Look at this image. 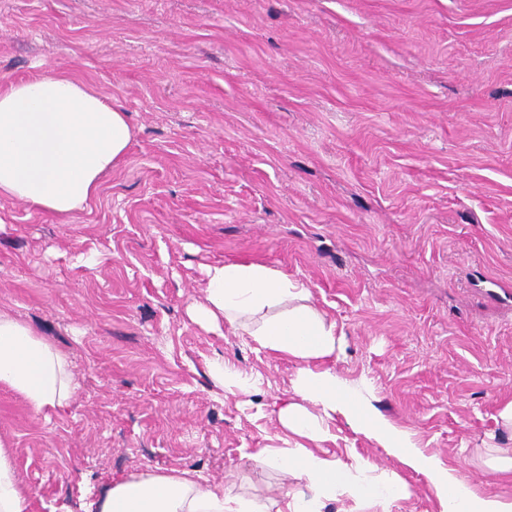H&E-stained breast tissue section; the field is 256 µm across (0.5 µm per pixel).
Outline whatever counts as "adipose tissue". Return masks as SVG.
<instances>
[{
	"label": "adipose tissue",
	"mask_w": 512,
	"mask_h": 512,
	"mask_svg": "<svg viewBox=\"0 0 512 512\" xmlns=\"http://www.w3.org/2000/svg\"><path fill=\"white\" fill-rule=\"evenodd\" d=\"M133 138L126 112L74 76L57 73L0 89V199L24 202L58 218L85 210L101 180L125 158ZM205 298L190 316L225 325L260 348L288 356L299 368L294 400L278 418L303 438L294 448H265L255 467L296 471L314 488L292 496L283 512H322V494H340L390 512L406 491L398 477L359 458L351 464L314 454L307 442L335 437L337 416L390 455L423 473L442 512H512V496L479 491L474 483L419 448L408 428L370 404L365 392L340 381L325 363L343 350L344 335L311 302L309 289L258 263L206 266ZM18 393L35 412L68 406L77 384L66 359L27 324L0 312V386ZM89 512H271L260 499L239 494L194 471L144 472L112 483Z\"/></svg>",
	"instance_id": "ef3b65f1"
}]
</instances>
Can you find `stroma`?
I'll return each instance as SVG.
<instances>
[{
  "mask_svg": "<svg viewBox=\"0 0 512 512\" xmlns=\"http://www.w3.org/2000/svg\"><path fill=\"white\" fill-rule=\"evenodd\" d=\"M75 75L134 136L66 221L0 199V310L69 361V405L0 388V445L30 512H86L114 481L194 469L276 497L256 469L292 436L298 365L187 310L203 266L304 282L346 345L329 366L485 492L512 448V0H0V85ZM223 358L258 379L231 394ZM321 454L406 482L391 512H440L427 478L337 416ZM209 372L216 383L230 392L248 393L254 387V384L243 378L239 372L228 367L224 359L213 360L210 363ZM483 466L485 471L491 473L512 472V449L487 448Z\"/></svg>",
  "mask_w": 512,
  "mask_h": 512,
  "instance_id": "35a3bbf8",
  "label": "stroma"
}]
</instances>
